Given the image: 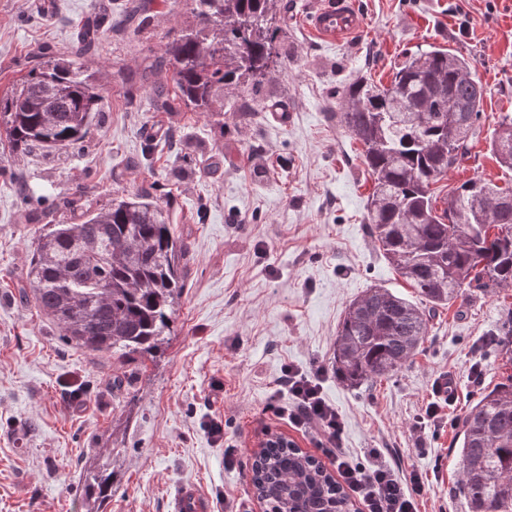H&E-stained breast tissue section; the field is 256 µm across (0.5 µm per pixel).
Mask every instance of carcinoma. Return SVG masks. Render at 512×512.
<instances>
[{"mask_svg":"<svg viewBox=\"0 0 512 512\" xmlns=\"http://www.w3.org/2000/svg\"><path fill=\"white\" fill-rule=\"evenodd\" d=\"M193 22L147 66L160 112H204L224 123V96L271 73L280 0H185ZM101 21L78 29L67 59L44 47L0 92V138L16 153L77 145L101 111V88L84 69ZM482 98L471 64L429 46L407 54L384 85L361 77L342 92L336 123L362 146L373 180L368 226L377 249L431 308L465 292L512 288V188L482 178L448 192L436 206L432 185L471 156ZM497 162L512 169V115L491 139ZM76 224H49L33 243L32 299L68 341L112 358L152 355L170 334L187 245L146 194L85 208ZM431 314L387 288L354 299L338 326L333 367L349 386H368L413 358ZM497 356L512 366V313L492 332ZM252 486L268 512L343 508L332 476L280 439L254 456ZM105 466L84 475L86 512L112 496ZM457 490L468 512H512V377L464 415Z\"/></svg>","mask_w":512,"mask_h":512,"instance_id":"obj_1","label":"carcinoma"}]
</instances>
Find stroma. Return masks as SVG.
Masks as SVG:
<instances>
[{
    "label": "stroma",
    "instance_id": "stroma-1",
    "mask_svg": "<svg viewBox=\"0 0 512 512\" xmlns=\"http://www.w3.org/2000/svg\"><path fill=\"white\" fill-rule=\"evenodd\" d=\"M43 2L0 0V90L39 48L67 57L77 30L106 18L85 62L105 100L66 152L0 148V512H85L79 478L95 462L115 475L106 512H175L186 482L214 512L228 503L262 512L250 473L268 435L331 464L314 432L266 409L274 395L289 403L279 389L288 364L323 369L322 395L343 418L348 456L378 448L404 474L419 473L418 512H466L455 488L458 424L507 377L486 341L512 310V289L437 308L411 362L370 389L342 384L332 360L346 305L373 286L419 296L369 235L372 180L335 112L355 79L385 83L404 54L450 49L472 62L483 88L481 134L471 159L434 190L472 178L512 186V170L490 150L501 115L512 113V0H357L365 27L341 45L310 31L318 0H283L287 23L270 75L226 96L220 125L154 111L138 83L168 31L188 23L185 0H52L48 14ZM237 100L248 111H233ZM19 173L50 197L45 216L56 224L77 218L68 201L78 188L99 209L142 189L168 208L188 250L185 287L157 353L119 361L76 347L22 296L40 227L27 219ZM447 374L454 398L441 420H428L435 382ZM213 420L223 441L206 430ZM229 444L238 450L230 467Z\"/></svg>",
    "mask_w": 512,
    "mask_h": 512
}]
</instances>
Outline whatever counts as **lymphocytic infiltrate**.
<instances>
[{"label":"lymphocytic infiltrate","mask_w":512,"mask_h":512,"mask_svg":"<svg viewBox=\"0 0 512 512\" xmlns=\"http://www.w3.org/2000/svg\"><path fill=\"white\" fill-rule=\"evenodd\" d=\"M293 397L292 408L278 407L277 415L287 417L291 426L315 430L319 446L331 457L342 482L361 499L365 512H416L415 501L422 493L418 475L401 476L394 466L373 456L360 462L341 451L344 422L335 407L321 395L318 376L287 366L281 377Z\"/></svg>","instance_id":"lymphocytic-infiltrate-1"}]
</instances>
